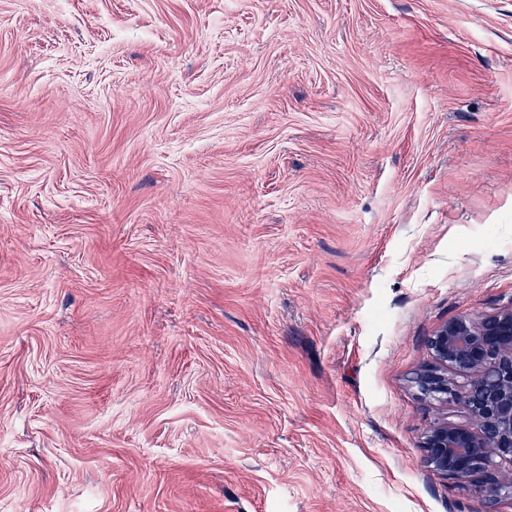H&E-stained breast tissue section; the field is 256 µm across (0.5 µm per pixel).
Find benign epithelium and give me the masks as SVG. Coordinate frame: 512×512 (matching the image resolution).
<instances>
[{"label": "benign epithelium", "instance_id": "benign-epithelium-1", "mask_svg": "<svg viewBox=\"0 0 512 512\" xmlns=\"http://www.w3.org/2000/svg\"><path fill=\"white\" fill-rule=\"evenodd\" d=\"M437 365L413 376L429 397L458 401L469 425L433 424L425 437L427 465L455 483L479 481L489 501L512 494V482L489 469L492 458L512 466V307L474 321L457 317L430 339ZM470 377L458 394L447 369Z\"/></svg>", "mask_w": 512, "mask_h": 512}]
</instances>
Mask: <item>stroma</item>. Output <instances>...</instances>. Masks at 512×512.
Segmentation results:
<instances>
[{"label": "stroma", "mask_w": 512, "mask_h": 512, "mask_svg": "<svg viewBox=\"0 0 512 512\" xmlns=\"http://www.w3.org/2000/svg\"><path fill=\"white\" fill-rule=\"evenodd\" d=\"M512 304V0H0V512H512L412 381Z\"/></svg>", "instance_id": "1"}]
</instances>
